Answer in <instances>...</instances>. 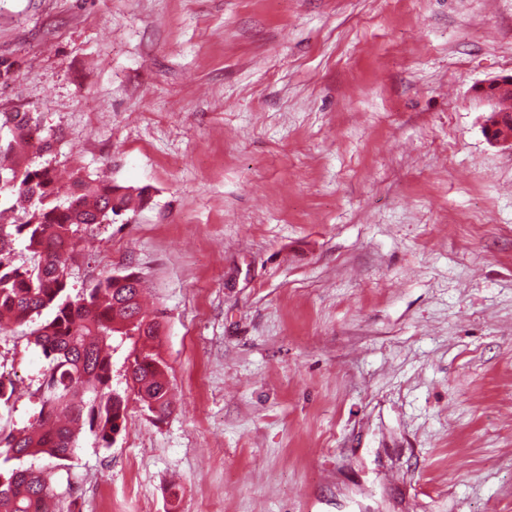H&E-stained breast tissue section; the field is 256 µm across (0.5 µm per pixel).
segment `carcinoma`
I'll list each match as a JSON object with an SVG mask.
<instances>
[{
    "mask_svg": "<svg viewBox=\"0 0 512 512\" xmlns=\"http://www.w3.org/2000/svg\"><path fill=\"white\" fill-rule=\"evenodd\" d=\"M0 125L10 131L7 140H0V157L14 155L12 164L0 163V217H12V231L0 224V332L45 310L53 312L52 319L32 331L48 361L38 388L39 423L0 436V447L6 462L39 455L63 461L83 427H89L105 448L122 431L125 399L110 388L113 336L143 340L133 353L134 395L159 419L171 410L167 364L158 350L161 324L142 312L139 276L108 275L85 293L68 292L67 268L78 228L110 224L146 197L142 190L79 174L72 181L80 190L77 195L58 184L50 164L35 165L26 158L30 149H50L28 115L6 116ZM14 238L26 241L33 253L30 264L17 267L8 261ZM53 497L39 469L21 465L0 472V512H53Z\"/></svg>",
    "mask_w": 512,
    "mask_h": 512,
    "instance_id": "1",
    "label": "carcinoma"
}]
</instances>
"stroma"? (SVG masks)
<instances>
[{
  "instance_id": "stroma-1",
  "label": "stroma",
  "mask_w": 512,
  "mask_h": 512,
  "mask_svg": "<svg viewBox=\"0 0 512 512\" xmlns=\"http://www.w3.org/2000/svg\"><path fill=\"white\" fill-rule=\"evenodd\" d=\"M3 60L33 163L150 194L68 281L139 275L172 410L35 460L55 512H512V149L476 91L512 0H0ZM489 117L485 124L489 142L494 145H509L511 147L512 131L503 124L501 117L497 114H491Z\"/></svg>"
}]
</instances>
